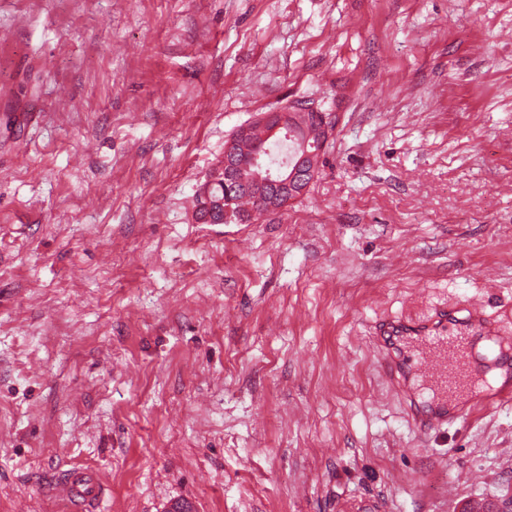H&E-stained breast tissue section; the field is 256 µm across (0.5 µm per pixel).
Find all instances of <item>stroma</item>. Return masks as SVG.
Here are the masks:
<instances>
[{"label":"stroma","mask_w":512,"mask_h":512,"mask_svg":"<svg viewBox=\"0 0 512 512\" xmlns=\"http://www.w3.org/2000/svg\"><path fill=\"white\" fill-rule=\"evenodd\" d=\"M338 116L205 224L224 142ZM512 319V0H0V512H512V407L429 437L375 326ZM312 110L314 108L311 105L294 102L289 107L279 110L276 115L262 113L251 123L238 127L224 143V168L213 172L197 191V196L201 200L198 211L214 209L216 211L219 206L223 215L221 223H242L247 219L232 206L236 202V196L253 195L260 201L263 214L277 213L289 202L303 197L318 174L320 156L332 128L336 126V114L320 112L315 131L304 139L298 140L300 146L294 152L291 163L277 172L263 169L259 164L261 150L251 141V135L253 141L255 139L261 145L264 144L263 147L270 149V153L267 154L269 163H278L287 157V152L289 162L294 144L292 139H288L293 134L291 130L295 129V122H300L306 117L307 112ZM256 125H271V137L278 135L282 130L286 131L285 136L288 142L273 143L270 140L261 139L259 135L265 136L266 130L256 127L252 133ZM296 136L291 138L296 137V140L300 138V135ZM312 138L315 140L310 141ZM300 169H307V171L300 173ZM300 176H304V179ZM218 179H224V183L213 185L210 195L216 199L224 198V186L226 195L224 200L213 203L209 190L212 183ZM271 186L277 190L271 192ZM104 487L90 471H66L56 486V496L70 503L74 510L89 511L103 497Z\"/></svg>","instance_id":"obj_1"}]
</instances>
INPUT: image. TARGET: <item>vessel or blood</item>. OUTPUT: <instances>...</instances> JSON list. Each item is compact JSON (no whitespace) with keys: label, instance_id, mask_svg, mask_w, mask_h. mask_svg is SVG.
Returning a JSON list of instances; mask_svg holds the SVG:
<instances>
[{"label":"vessel or blood","instance_id":"b4317fda","mask_svg":"<svg viewBox=\"0 0 512 512\" xmlns=\"http://www.w3.org/2000/svg\"><path fill=\"white\" fill-rule=\"evenodd\" d=\"M378 342L385 350L383 372L421 435L512 403V334L486 317L482 304L386 322ZM414 374L432 383L429 406H421L419 389L409 381ZM103 494L99 478L83 469L66 471L56 486L57 497L75 512H91Z\"/></svg>","mask_w":512,"mask_h":512}]
</instances>
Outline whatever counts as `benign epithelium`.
<instances>
[{
  "label": "benign epithelium",
  "instance_id": "benign-epithelium-1",
  "mask_svg": "<svg viewBox=\"0 0 512 512\" xmlns=\"http://www.w3.org/2000/svg\"><path fill=\"white\" fill-rule=\"evenodd\" d=\"M312 110L310 105L294 102L275 115L262 113L251 123L238 127L224 143V168L212 173L197 191L201 200L198 210L218 208L223 215V223H241L245 217L233 208L236 197L241 194H251L258 199L265 214L277 213L289 202L303 197L318 174L320 156L332 128L336 126V114L320 113L315 131L298 140L299 147L291 163L277 172L264 169L259 164L261 150L251 141V135L254 126L270 125V136L284 130L289 138L295 123ZM218 179L224 180L226 195L223 200L214 202L210 199L209 190Z\"/></svg>",
  "mask_w": 512,
  "mask_h": 512
}]
</instances>
